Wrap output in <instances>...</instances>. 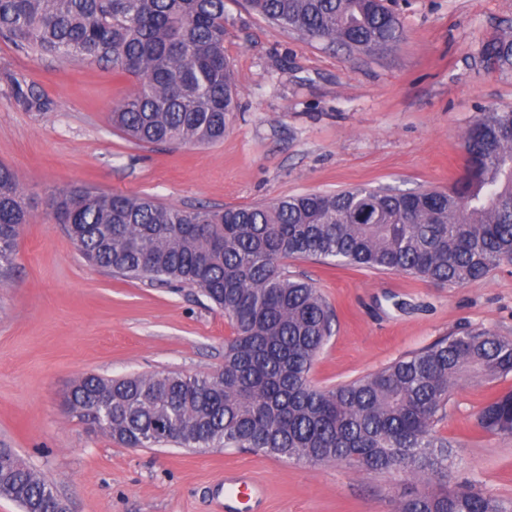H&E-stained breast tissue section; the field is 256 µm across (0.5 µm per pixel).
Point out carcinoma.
Masks as SVG:
<instances>
[{
  "label": "carcinoma",
  "instance_id": "1",
  "mask_svg": "<svg viewBox=\"0 0 512 512\" xmlns=\"http://www.w3.org/2000/svg\"><path fill=\"white\" fill-rule=\"evenodd\" d=\"M272 25L350 50H387L404 37L384 0H248ZM0 37L18 51L111 67L135 78L111 112L138 144L200 146L224 139L238 88L224 55V0H0ZM481 56L512 69V36ZM464 175L446 191L355 187L244 207L183 209L147 196L58 189L52 213L96 266L129 279L199 288L230 321L224 366L85 376L69 412L127 448H246L314 464L399 470L439 487L399 512H512L472 485L448 484L453 450L435 430L452 393L512 374V340L469 329L347 384L320 388L312 366L331 336L316 286L286 261L401 272L451 286L512 262V108L479 114L464 138ZM31 213L17 174L0 165V267L13 263ZM512 435V392L477 413ZM0 497L22 512H54L58 494L11 448H0Z\"/></svg>",
  "mask_w": 512,
  "mask_h": 512
}]
</instances>
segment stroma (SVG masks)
<instances>
[{
  "label": "stroma",
  "mask_w": 512,
  "mask_h": 512,
  "mask_svg": "<svg viewBox=\"0 0 512 512\" xmlns=\"http://www.w3.org/2000/svg\"><path fill=\"white\" fill-rule=\"evenodd\" d=\"M405 35L356 52L270 27L224 0V53L239 107L223 141L137 146L111 110L134 81L111 69L45 61L0 40V164L31 206L0 273V447L12 448L70 512H221L225 477L248 474L258 512H398L428 491L401 471L313 466L235 448H126L68 412L74 380L94 374H212L232 328L193 287L131 280L91 265L55 223L49 199L80 186L148 194L165 205L248 206L357 186L445 190L464 172L478 114L512 107V71L487 69L482 42L512 35V0H385ZM34 93L40 107L23 100ZM328 302L332 335L310 373L332 387L464 328L512 338V264L456 287L398 272L288 259ZM512 377L456 389L436 425L455 447L452 479L512 501V436L478 411Z\"/></svg>",
  "instance_id": "obj_1"
}]
</instances>
